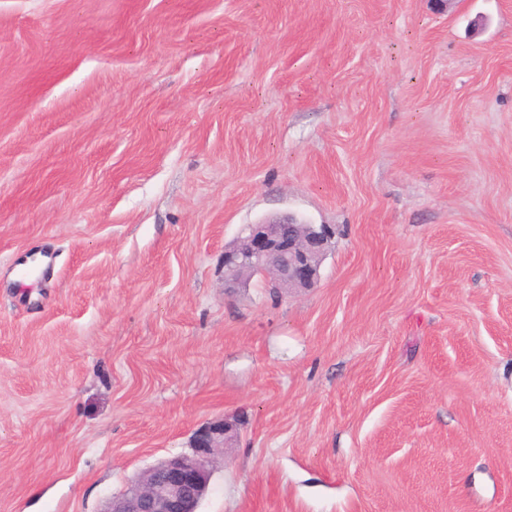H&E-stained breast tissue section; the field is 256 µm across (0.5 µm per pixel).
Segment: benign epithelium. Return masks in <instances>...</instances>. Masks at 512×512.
<instances>
[{
	"label": "benign epithelium",
	"instance_id": "1",
	"mask_svg": "<svg viewBox=\"0 0 512 512\" xmlns=\"http://www.w3.org/2000/svg\"><path fill=\"white\" fill-rule=\"evenodd\" d=\"M333 235L323 224H301L292 215L249 225L224 248V291L233 292L257 274L279 297L315 287ZM233 440L227 421L206 424L195 432L192 455H173L143 470L100 512H197L215 454Z\"/></svg>",
	"mask_w": 512,
	"mask_h": 512
}]
</instances>
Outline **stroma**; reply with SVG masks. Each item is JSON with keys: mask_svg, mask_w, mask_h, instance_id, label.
<instances>
[{"mask_svg": "<svg viewBox=\"0 0 512 512\" xmlns=\"http://www.w3.org/2000/svg\"><path fill=\"white\" fill-rule=\"evenodd\" d=\"M222 419L197 512H512V0H0V512ZM335 232L323 224H301L290 214L247 227L224 248V292L262 275L277 297L314 288Z\"/></svg>", "mask_w": 512, "mask_h": 512, "instance_id": "35a3bbf8", "label": "stroma"}]
</instances>
